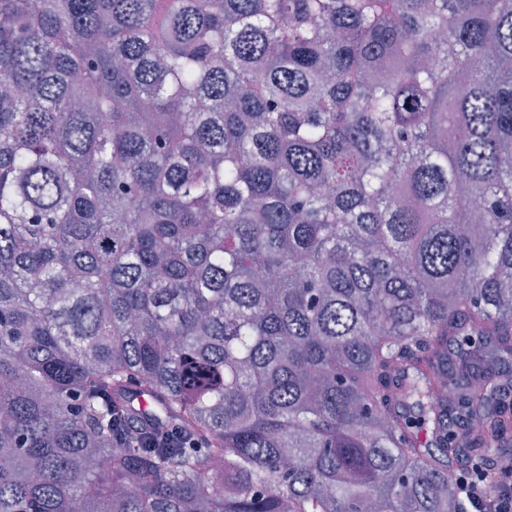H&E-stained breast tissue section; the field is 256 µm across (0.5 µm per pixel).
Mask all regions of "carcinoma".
Masks as SVG:
<instances>
[{"instance_id":"carcinoma-1","label":"carcinoma","mask_w":512,"mask_h":512,"mask_svg":"<svg viewBox=\"0 0 512 512\" xmlns=\"http://www.w3.org/2000/svg\"><path fill=\"white\" fill-rule=\"evenodd\" d=\"M511 363L512 0H0V512H469Z\"/></svg>"}]
</instances>
